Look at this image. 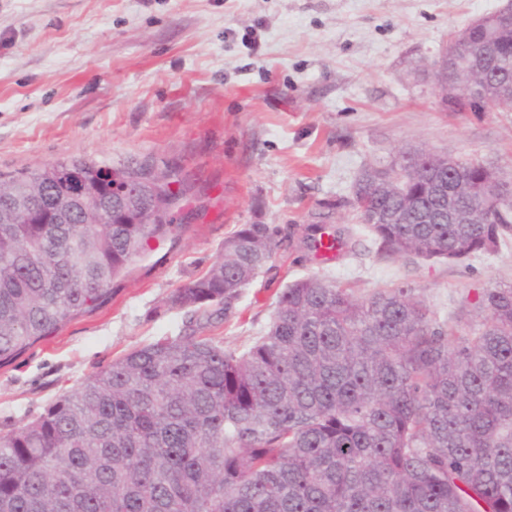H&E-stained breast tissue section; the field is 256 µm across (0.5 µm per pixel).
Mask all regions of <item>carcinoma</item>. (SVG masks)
Masks as SVG:
<instances>
[{"label": "carcinoma", "mask_w": 512, "mask_h": 512, "mask_svg": "<svg viewBox=\"0 0 512 512\" xmlns=\"http://www.w3.org/2000/svg\"><path fill=\"white\" fill-rule=\"evenodd\" d=\"M484 94L453 111L512 112V24L495 29ZM485 30L441 54L471 66ZM364 170L355 194L385 257L468 265L512 242V203L478 160ZM149 162L71 159L0 173V363L112 295L153 240L174 235L169 183L152 224L112 222L113 186ZM78 224H33L29 205L75 180ZM277 229L242 224L220 258L169 297L196 316L99 367L36 418L0 432V512H512V285L484 288L440 318L397 286L362 298L315 276L280 293L265 334L241 352L208 333L276 254ZM346 228L308 224L315 257L342 253ZM477 314L470 334L455 321Z\"/></svg>", "instance_id": "obj_1"}]
</instances>
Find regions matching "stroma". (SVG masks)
<instances>
[{"label":"stroma","instance_id":"obj_1","mask_svg":"<svg viewBox=\"0 0 512 512\" xmlns=\"http://www.w3.org/2000/svg\"><path fill=\"white\" fill-rule=\"evenodd\" d=\"M505 0H0V172L84 158L179 167L192 221L160 259L138 260L95 312L0 365V430L22 425L98 367L184 329L174 288L215 262L242 224L279 245L215 335L240 351L263 336L282 288L320 276L367 296L414 288L441 317L512 284V246L469 267L387 259L354 215L370 166L426 149L512 182V113L450 112L435 78L451 32ZM308 224L349 228L315 260Z\"/></svg>","mask_w":512,"mask_h":512}]
</instances>
